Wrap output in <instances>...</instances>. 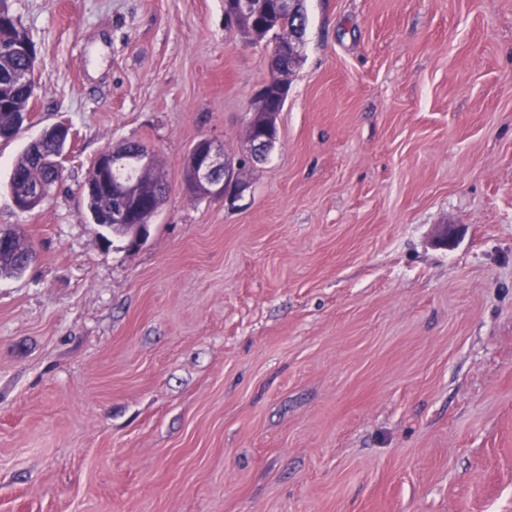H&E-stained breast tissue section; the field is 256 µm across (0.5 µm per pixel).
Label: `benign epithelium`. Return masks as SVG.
<instances>
[{"label":"benign epithelium","mask_w":512,"mask_h":512,"mask_svg":"<svg viewBox=\"0 0 512 512\" xmlns=\"http://www.w3.org/2000/svg\"><path fill=\"white\" fill-rule=\"evenodd\" d=\"M302 0H225L224 18L226 22L238 30L252 42L262 41L261 31L269 5L275 4L282 13H291ZM302 43L293 38L288 42H274L271 47V62L275 63L268 79L262 84L255 95L254 109L248 125L250 134L247 136L248 154L244 158L235 159L224 151V146L210 139H201L192 147L185 158L182 178L186 190L206 198H231L243 188L240 174L242 168L250 163L265 160L269 149L277 139V114L271 111L270 92L286 90L287 76L282 69L281 60L294 62L301 56ZM7 52L20 54L24 57V66L12 74L13 81L25 87L33 95L36 90L37 61L36 50L32 44L19 38L7 47ZM73 134L65 124H57L45 129L40 137L30 143L35 161L40 166H48L60 171V155L48 153L44 145L54 142L58 145L72 141ZM100 177L109 182L112 195L128 199L133 196L135 183L124 180H110L112 171L119 168H130L143 171L154 165V153L144 145L134 146L131 150L116 155L105 149L96 158ZM120 222L132 221L136 224L149 223V214L143 212L137 204L123 210L116 216Z\"/></svg>","instance_id":"obj_1"}]
</instances>
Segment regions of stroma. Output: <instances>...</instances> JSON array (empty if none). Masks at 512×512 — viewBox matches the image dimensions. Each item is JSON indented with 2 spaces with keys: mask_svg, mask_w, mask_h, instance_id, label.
<instances>
[{
  "mask_svg": "<svg viewBox=\"0 0 512 512\" xmlns=\"http://www.w3.org/2000/svg\"><path fill=\"white\" fill-rule=\"evenodd\" d=\"M37 50L0 139V512H512V0H305L278 139L233 200L268 42L224 0H6ZM73 141L35 210L7 190ZM127 140L167 171L138 244L83 201ZM454 233L448 247L436 238ZM302 43L293 38L285 42H272V71L255 95L254 109L248 125L250 134L247 136L248 154L246 158L229 156L224 146L210 139H201L192 147L185 158L182 178L186 190L205 198L234 197L243 188L240 174L247 164H255L265 160L269 149L277 139V112H271L270 91L284 93L287 87V76L282 69L286 68L281 60L288 59V64L301 56ZM276 62V66L274 65ZM275 120V121H274ZM259 130L260 134L254 135ZM72 137L73 134L67 125H54L45 129L38 139L30 143L32 155L35 161L38 162L39 166L33 163L28 147H26L23 153L18 157L10 173L7 182V190L12 199H15L18 189L16 175H21L26 183L32 185H25L23 188H20L19 194L21 201L18 204L14 203L19 210L25 212L27 210L25 200L39 196L42 192V188L44 191V196L33 199L28 203L30 211L40 207L46 198L50 195L55 185L59 183L62 178V174L53 173L41 167H52L55 172L58 173H60V169H62L59 160L62 155H58L54 152L47 153L45 151L44 145L52 141L55 144H63L65 146L66 141L69 143L72 141ZM55 144L51 143V149L56 147ZM36 185H39L41 188H34L33 186ZM8 229L12 233L11 235L7 231H0V249L8 248L12 242V246L8 250L0 252V275L10 274L19 275L22 274L28 268L26 265L32 264L34 261V254L23 256V263L20 257L32 250L29 241L26 239L24 232L15 228H4Z\"/></svg>",
  "mask_w": 512,
  "mask_h": 512,
  "instance_id": "1",
  "label": "stroma"
}]
</instances>
